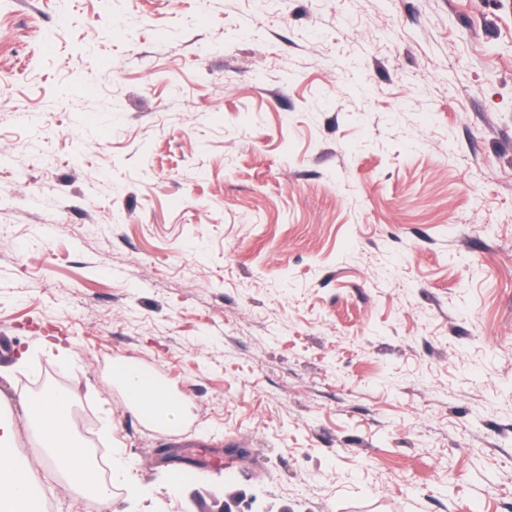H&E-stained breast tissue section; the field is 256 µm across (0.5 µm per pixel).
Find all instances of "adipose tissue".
<instances>
[{
    "label": "adipose tissue",
    "mask_w": 512,
    "mask_h": 512,
    "mask_svg": "<svg viewBox=\"0 0 512 512\" xmlns=\"http://www.w3.org/2000/svg\"><path fill=\"white\" fill-rule=\"evenodd\" d=\"M118 377L134 393L143 407L156 412L165 422L175 420L179 405L153 380L143 377L131 366L118 369ZM70 391L56 389L37 397L21 400L22 410L32 430L46 432L40 465L55 467L65 485L76 491L92 489L104 512H110L112 494L107 486L90 485L88 451L73 437L68 415ZM14 421L0 414V512H18L31 494L29 466L16 461L7 450L17 439Z\"/></svg>",
    "instance_id": "ef3b65f1"
}]
</instances>
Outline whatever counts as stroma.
<instances>
[{"label": "stroma", "mask_w": 512, "mask_h": 512, "mask_svg": "<svg viewBox=\"0 0 512 512\" xmlns=\"http://www.w3.org/2000/svg\"><path fill=\"white\" fill-rule=\"evenodd\" d=\"M1 34L15 423L72 388L112 512H512V0H0ZM116 375L138 397L143 407L156 412L166 424L175 420L179 410L178 402L171 396L168 397L156 382L141 376L132 366L119 368Z\"/></svg>", "instance_id": "stroma-1"}]
</instances>
